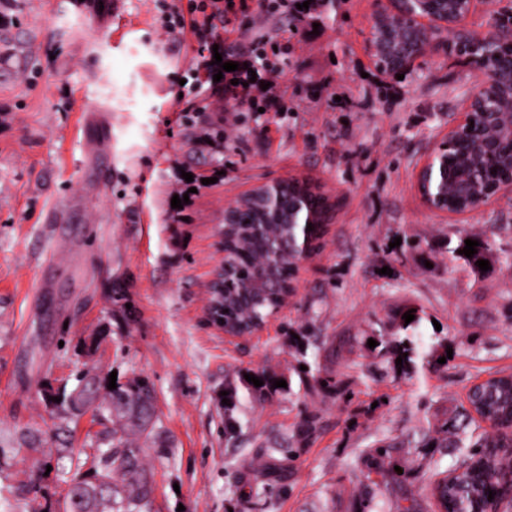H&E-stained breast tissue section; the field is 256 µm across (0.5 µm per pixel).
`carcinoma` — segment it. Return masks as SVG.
I'll list each match as a JSON object with an SVG mask.
<instances>
[{
    "label": "carcinoma",
    "mask_w": 512,
    "mask_h": 512,
    "mask_svg": "<svg viewBox=\"0 0 512 512\" xmlns=\"http://www.w3.org/2000/svg\"><path fill=\"white\" fill-rule=\"evenodd\" d=\"M241 218L250 220L251 224L238 229L230 239V246L236 253L238 268L245 276H253L259 266L267 234L279 233L280 247L285 251L292 250L290 234L294 230L288 229V225L265 224V215L251 207L241 212ZM467 239L479 242L477 253L471 258L460 253ZM491 249L489 239L466 234L458 238L455 246L448 247V259L479 278L483 272L476 262L489 259ZM277 274V287L270 289L269 296L261 301L247 300L241 304L233 295H228L227 316L243 322L264 320L272 307V297L282 294V284L290 279L288 261L280 264ZM301 340L303 347L297 348L300 357L298 363L305 369L297 372L300 383L311 379L318 384L331 383L330 377L321 376L322 368L317 362L319 346L308 336L301 337ZM373 340L378 342L376 350L381 362L392 368L400 357L403 365L413 369L439 370L443 365L438 363V359L447 356V353L439 352L434 346L424 348L421 337L412 334L397 336L381 332ZM254 376L263 380L262 386L256 387L241 376L239 384H230L226 388L229 404L224 406V436L229 442H236L242 433L240 414L244 402H261L283 391L281 387H273L277 376L264 371L256 372ZM496 390V398L488 402L486 408L499 420L498 428L478 431L471 412L464 408L448 422L422 429V437L425 444L444 448L448 455L455 458L454 468L462 470L461 478L477 496L486 499L492 492L494 498L501 501L504 512H512V497L507 495L500 480L501 476L512 473V453L507 452L512 447V434L509 433L512 428V390L501 381L497 383ZM70 403L72 413L79 415L89 410L101 413L113 407L119 412V421L112 427V446L99 453L87 454L84 461L86 469L68 484L65 512H140L141 504L148 501L152 494V482L145 472L141 449L132 446L130 436L142 434L153 425V387L144 379H134L105 397L97 394L95 381L91 380L71 396ZM312 431L313 424L310 423L296 434L275 438L268 442V451L274 453L289 448L292 443L308 438ZM406 446L412 447V440L396 437L386 445L374 443L366 454L369 472L382 476L383 484L389 485L393 478L391 449ZM478 448L502 449V452L492 456L493 468L488 474L475 472V451ZM97 481L109 486V496H97ZM470 508L469 494L461 493L454 487L448 489L447 512H466Z\"/></svg>",
    "instance_id": "carcinoma-1"
}]
</instances>
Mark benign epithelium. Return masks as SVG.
Returning <instances> with one entry per match:
<instances>
[{
	"label": "benign epithelium",
	"mask_w": 512,
	"mask_h": 512,
	"mask_svg": "<svg viewBox=\"0 0 512 512\" xmlns=\"http://www.w3.org/2000/svg\"><path fill=\"white\" fill-rule=\"evenodd\" d=\"M477 0H458L460 9L448 14L449 0H385L373 15L365 37V48L371 59H385L389 66L381 68L387 76L395 77L410 69L433 44L448 52V34L455 33L464 19L473 11ZM468 44L465 60L483 76L481 93L472 96L465 112L448 130V135L430 151L417 174L418 190L423 204L432 211L439 210L429 190L423 187L426 180L439 171L445 172L437 186V196L456 189L468 195V206L461 213H469L495 198L502 190L512 186V177L496 185L487 195L474 191L477 168L492 164L504 157L512 159V35L507 32L492 34L482 39H460L455 45L461 51ZM507 121L509 133L492 139L477 137L470 125L494 126ZM284 179L269 181L248 196L240 197L224 208V223L217 231L218 248L222 259L213 272L210 283L211 300L206 319L208 323L224 331L227 336H249L259 331V323L249 329H240L214 314L217 301L224 298V288L230 283L231 268L224 252V225L233 224L237 210L247 198L261 197L267 210L279 222L282 209L288 211V223L296 228L293 251V276L279 303L268 316L280 311L296 291V280L302 266L318 249L312 242L307 226L317 223L316 215L303 207L299 200L285 201Z\"/></svg>",
	"instance_id": "7a95c632"
}]
</instances>
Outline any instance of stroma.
Listing matches in <instances>:
<instances>
[{
    "label": "stroma",
    "mask_w": 512,
    "mask_h": 512,
    "mask_svg": "<svg viewBox=\"0 0 512 512\" xmlns=\"http://www.w3.org/2000/svg\"><path fill=\"white\" fill-rule=\"evenodd\" d=\"M191 2L102 0L95 15L83 0H0V470L35 482L23 501L0 491V512H63L78 449L108 446L111 417L69 409L86 373L153 385L156 426L135 440L154 486L142 512H362L360 449L442 424L476 380L512 373V266L499 259L512 189L448 215L416 182L481 74L434 48L403 79L382 74L364 48L379 0H321L301 18L246 0L198 30L166 29ZM500 28L512 31V0L477 5L462 31ZM216 38L254 64L244 102L220 100L205 75L200 48ZM187 172L211 182L178 209ZM285 178L334 202L323 246L259 333L224 335L206 321L224 207ZM466 233L492 237L478 282L448 260ZM406 306L426 343L452 348L447 369L375 373L367 338ZM300 336L321 337L337 387L254 403L230 447L221 391L246 371L295 378ZM310 420L306 440L268 457ZM24 428L36 452L20 450ZM396 464L380 512L405 498L435 512L430 477L452 458L424 447Z\"/></svg>",
    "instance_id": "obj_1"
}]
</instances>
